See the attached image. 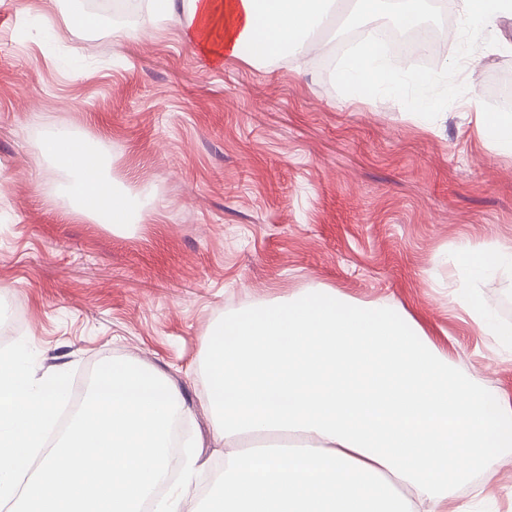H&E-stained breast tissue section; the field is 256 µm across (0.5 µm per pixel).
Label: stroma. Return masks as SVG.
I'll return each mask as SVG.
<instances>
[{
  "label": "stroma",
  "instance_id": "35a3bbf8",
  "mask_svg": "<svg viewBox=\"0 0 512 512\" xmlns=\"http://www.w3.org/2000/svg\"><path fill=\"white\" fill-rule=\"evenodd\" d=\"M59 0H0V325L19 316L35 375L73 371L85 395L104 358H132L183 392L184 435L213 442L203 356L219 320L332 288L407 312L462 372L512 400V348L461 304L447 258L465 244L512 245V155L483 141L470 102L499 112L489 85L512 78V20L474 35L457 0L428 21L451 33L416 116L409 88L350 96L324 62L333 24L303 61L241 56L213 66L176 21L117 42L113 21L71 32ZM59 37L42 40L38 17ZM112 155L116 183L150 199L134 231L78 217L63 174L41 157L54 130ZM476 300L512 323V276ZM451 505L512 512V458L457 488Z\"/></svg>",
  "mask_w": 512,
  "mask_h": 512
}]
</instances>
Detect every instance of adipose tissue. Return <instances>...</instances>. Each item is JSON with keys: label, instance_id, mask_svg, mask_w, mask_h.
I'll return each instance as SVG.
<instances>
[{"label": "adipose tissue", "instance_id": "1", "mask_svg": "<svg viewBox=\"0 0 512 512\" xmlns=\"http://www.w3.org/2000/svg\"><path fill=\"white\" fill-rule=\"evenodd\" d=\"M429 0H352V13H389L403 26L416 25ZM149 22L180 16L184 36L210 64L249 52L255 59L308 55L314 46L309 32L335 9L336 0H144ZM472 31L495 30L501 19L512 18V0H459ZM340 81L351 95L367 91H398L402 78L385 61L384 48L367 34L344 63ZM43 153L70 176L65 187L74 212L99 224L122 227L137 224L144 211L135 196L116 187L107 174L109 161L83 138L59 130L50 133ZM449 266L469 283L501 272L512 274V246L465 245L448 258Z\"/></svg>", "mask_w": 512, "mask_h": 512}]
</instances>
